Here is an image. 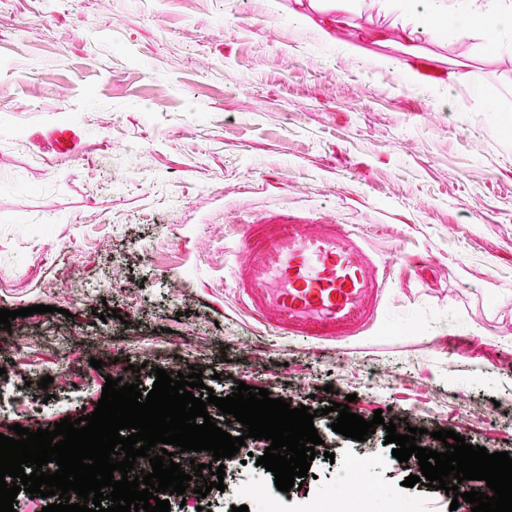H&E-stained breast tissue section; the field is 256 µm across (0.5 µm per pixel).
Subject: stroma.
<instances>
[{
	"mask_svg": "<svg viewBox=\"0 0 512 512\" xmlns=\"http://www.w3.org/2000/svg\"><path fill=\"white\" fill-rule=\"evenodd\" d=\"M290 0H0V308L46 314L0 328V433L87 414L106 377L152 387L155 368L201 369L317 410L324 442L302 488L275 490L247 439L204 512L273 486L278 512H343V465L415 512H471L416 483L376 428L331 429L330 402L512 452V34L420 29L404 72L399 0H354L345 34L320 36ZM385 29L379 43L367 31ZM468 76L447 87L460 54ZM65 123L86 148L48 150ZM282 209L356 227L391 270L386 306L336 342L260 326L232 271L247 220ZM121 318H114L112 310ZM102 362L101 369L90 359ZM140 373H132V366ZM64 389L38 395L40 374ZM333 393H326L325 385Z\"/></svg>",
	"mask_w": 512,
	"mask_h": 512,
	"instance_id": "35a3bbf8",
	"label": "stroma"
}]
</instances>
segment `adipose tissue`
I'll return each mask as SVG.
<instances>
[{"label": "adipose tissue", "mask_w": 512, "mask_h": 512, "mask_svg": "<svg viewBox=\"0 0 512 512\" xmlns=\"http://www.w3.org/2000/svg\"><path fill=\"white\" fill-rule=\"evenodd\" d=\"M407 19L396 33L399 41H412L419 22L436 18L460 27L478 23L483 32L512 29V0H493L492 4L460 12L456 0H405Z\"/></svg>", "instance_id": "ef3b65f1"}]
</instances>
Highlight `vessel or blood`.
<instances>
[{"label":"vessel or blood","mask_w":512,"mask_h":512,"mask_svg":"<svg viewBox=\"0 0 512 512\" xmlns=\"http://www.w3.org/2000/svg\"><path fill=\"white\" fill-rule=\"evenodd\" d=\"M54 152L84 144L67 124L50 136ZM245 261L236 291L253 317L283 334L336 341L359 334L389 294L387 264L354 226L280 210L248 222L238 241Z\"/></svg>","instance_id":"b4317fda"}]
</instances>
